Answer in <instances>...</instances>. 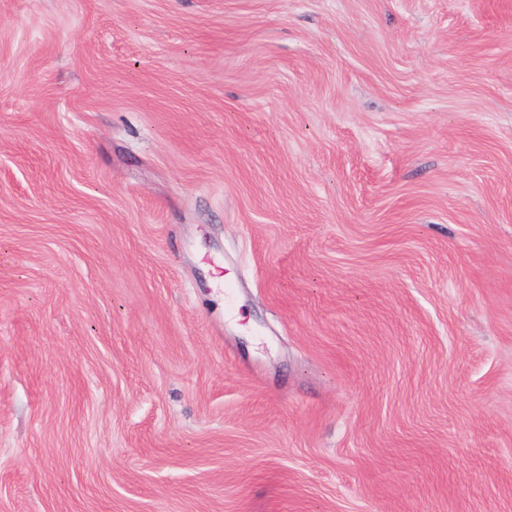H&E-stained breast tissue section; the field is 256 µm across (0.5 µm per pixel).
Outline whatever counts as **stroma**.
Here are the masks:
<instances>
[{
	"mask_svg": "<svg viewBox=\"0 0 512 512\" xmlns=\"http://www.w3.org/2000/svg\"><path fill=\"white\" fill-rule=\"evenodd\" d=\"M0 512H512V0H0Z\"/></svg>",
	"mask_w": 512,
	"mask_h": 512,
	"instance_id": "stroma-1",
	"label": "stroma"
}]
</instances>
